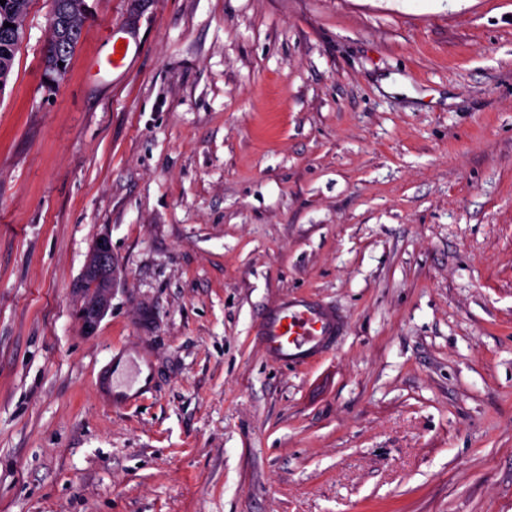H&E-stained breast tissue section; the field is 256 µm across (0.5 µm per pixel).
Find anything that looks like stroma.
Here are the masks:
<instances>
[{"label": "stroma", "instance_id": "35a3bbf8", "mask_svg": "<svg viewBox=\"0 0 512 512\" xmlns=\"http://www.w3.org/2000/svg\"><path fill=\"white\" fill-rule=\"evenodd\" d=\"M87 4L50 92L32 0L0 90V512H512V0ZM290 293L348 322L306 367L255 335ZM110 41H112V53L104 62L95 61L92 64V69H95L96 71H101L102 68L106 69H112L118 70L123 68L130 55L134 52V54L138 51V45L135 43L133 44L130 39L126 36V33L124 31H117L113 30L112 33L109 35ZM122 40V42H125V50L122 52L123 56L116 58V54L118 53V48H122L119 46L118 41ZM102 247L99 245L96 251L95 261L89 260L84 269L81 286L84 288L83 279L86 275L96 276L97 279H105L106 282L96 289L100 293L99 303L92 309L95 324L104 315L112 296V288L116 282V266L112 256V246L108 236L102 239ZM135 354L148 370L144 378V384L133 389V385L116 381V374L120 373L123 367ZM154 384V364L151 356L143 347H125L115 355H112L110 361L100 369L96 376L95 388L99 398L104 404L112 407L114 410H124L135 403L140 397L153 387Z\"/></svg>", "mask_w": 512, "mask_h": 512}]
</instances>
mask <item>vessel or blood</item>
I'll list each match as a JSON object with an SVG mask.
<instances>
[{
	"instance_id": "vessel-or-blood-1",
	"label": "vessel or blood",
	"mask_w": 512,
	"mask_h": 512,
	"mask_svg": "<svg viewBox=\"0 0 512 512\" xmlns=\"http://www.w3.org/2000/svg\"><path fill=\"white\" fill-rule=\"evenodd\" d=\"M110 41H124L125 56H109L105 61L93 62V69L118 70L126 63L127 54L136 52V44L127 42L122 31H112ZM345 332V320L336 307L313 294H292L265 307L256 326V336L266 359L282 366L303 367L332 348ZM138 357L145 367H152L153 360L144 348L125 347L100 369L95 388L104 404L123 410L135 403L145 390L154 384L153 376H146L141 388L117 381L131 357Z\"/></svg>"
}]
</instances>
